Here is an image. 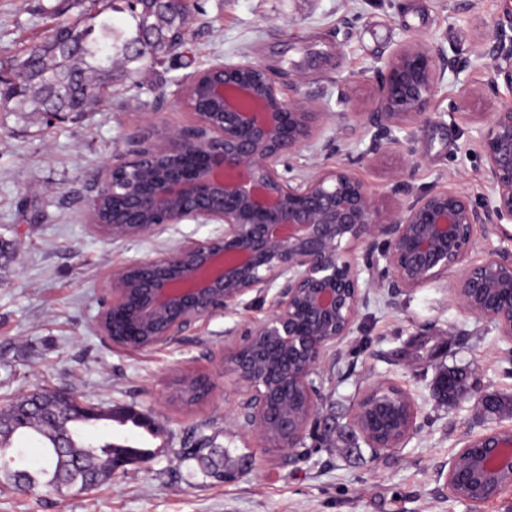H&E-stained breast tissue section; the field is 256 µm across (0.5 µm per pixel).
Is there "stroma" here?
I'll use <instances>...</instances> for the list:
<instances>
[{
  "label": "stroma",
  "mask_w": 512,
  "mask_h": 512,
  "mask_svg": "<svg viewBox=\"0 0 512 512\" xmlns=\"http://www.w3.org/2000/svg\"><path fill=\"white\" fill-rule=\"evenodd\" d=\"M185 45L158 63L112 65L104 102L81 119L0 111V411L48 389L102 410L130 407L159 426L154 455L113 471L90 493H22L0 476V512H512V490L477 507L448 496V462L462 440L499 427L478 396L512 398V343L495 326L462 314L452 280L393 296L373 288L355 329L330 353L315 384L330 433L309 428L294 456L266 447L240 407L242 387L224 371L240 332L262 320L269 301L246 300L143 350L113 346L99 327L124 263L220 235L203 221L165 224L114 239L87 220L109 165L135 143L191 125L182 102L190 76L218 62L258 61L285 96L327 118L294 163L298 174L345 166L377 192L384 212L434 186L484 203L479 130L507 90L490 49L512 0H189ZM108 19L129 37L125 0L98 14L89 0H0V79L17 56L63 22L98 27ZM424 41L439 79L427 120L397 129L398 145L374 152L359 124L336 137V116L374 109L380 71L408 42ZM468 371L471 394L459 407L436 402L442 371ZM201 378L210 393L182 403L179 384ZM378 381L417 402V429L395 453L375 451L352 427L353 409ZM222 451L225 479L190 456L198 443Z\"/></svg>",
  "instance_id": "stroma-1"
}]
</instances>
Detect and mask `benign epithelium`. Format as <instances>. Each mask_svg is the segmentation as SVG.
Here are the masks:
<instances>
[{
	"label": "benign epithelium",
	"instance_id": "7a95c632",
	"mask_svg": "<svg viewBox=\"0 0 512 512\" xmlns=\"http://www.w3.org/2000/svg\"><path fill=\"white\" fill-rule=\"evenodd\" d=\"M496 70L509 96L479 130L492 201L479 206L460 190L434 187L387 215L376 208L371 186L346 167H323L301 179L290 166L279 171L284 159L318 138L328 113L285 97L267 66L241 60L196 73L182 95L194 123L140 144L131 159L108 167L88 221L114 239L198 218L223 224L224 234L117 268L101 329L133 338L148 330L149 342L122 348L155 346L250 293L263 298L277 287L270 314L244 329L243 342L224 356V371L243 386L246 426L266 447L289 454L317 421L313 375L353 332L364 288L398 295L451 276L456 307L495 324L512 342V256L489 251L470 260L477 226L512 223V66ZM201 80L208 83L203 108L191 100L192 84ZM437 82L436 59L424 42L394 54L367 118L379 147L398 144L393 129L426 116ZM119 168L130 173L125 219L108 223L100 212L115 193ZM365 269L374 276L362 283ZM466 376L448 373L433 397L459 406L466 390L455 385ZM479 402L512 420V404L499 395L483 393ZM417 413L408 393L380 381L356 405L352 426L369 447L394 452L412 435ZM447 481L452 497L468 504L511 489L512 424L467 436L449 462Z\"/></svg>",
	"mask_w": 512,
	"mask_h": 512
}]
</instances>
